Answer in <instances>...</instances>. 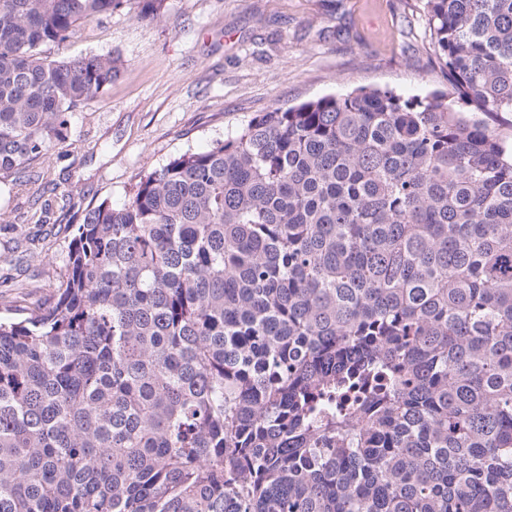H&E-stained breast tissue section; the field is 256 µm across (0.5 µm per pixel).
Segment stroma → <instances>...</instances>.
<instances>
[{
    "mask_svg": "<svg viewBox=\"0 0 512 512\" xmlns=\"http://www.w3.org/2000/svg\"><path fill=\"white\" fill-rule=\"evenodd\" d=\"M420 0H166L83 22L53 58L120 55L100 98L71 114V138L35 162L38 181L0 174V311L40 304L66 272L82 211L121 203L139 175L201 150L259 113L354 88L446 90Z\"/></svg>",
    "mask_w": 512,
    "mask_h": 512,
    "instance_id": "obj_1",
    "label": "stroma"
}]
</instances>
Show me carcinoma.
I'll return each instance as SVG.
<instances>
[{
  "label": "carcinoma",
  "instance_id": "obj_1",
  "mask_svg": "<svg viewBox=\"0 0 512 512\" xmlns=\"http://www.w3.org/2000/svg\"><path fill=\"white\" fill-rule=\"evenodd\" d=\"M128 2L0 0V173L124 66L40 46ZM421 2L448 92L275 107L85 210L0 315V512H512V0Z\"/></svg>",
  "mask_w": 512,
  "mask_h": 512
}]
</instances>
